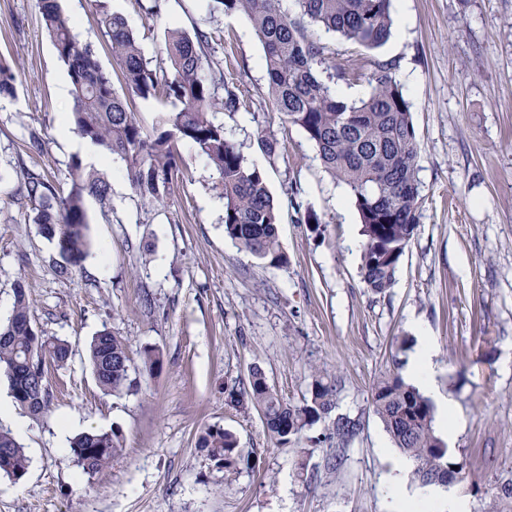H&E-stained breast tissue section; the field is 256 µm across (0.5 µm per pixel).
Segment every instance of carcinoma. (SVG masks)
I'll use <instances>...</instances> for the list:
<instances>
[{
    "label": "carcinoma",
    "instance_id": "cac0c4a2",
    "mask_svg": "<svg viewBox=\"0 0 512 512\" xmlns=\"http://www.w3.org/2000/svg\"><path fill=\"white\" fill-rule=\"evenodd\" d=\"M103 33L111 43L126 95L113 87L111 75L92 48L80 42L59 0H38V8L58 58L72 85L70 128L81 138L120 161L133 192L151 205L164 202L174 180L183 173L178 145L188 143L217 171L224 200V233L241 249L270 267L287 263L278 240V208L270 196L265 173L248 163L241 146L226 137L215 111L249 107L240 86L230 81L224 61L212 57L216 36L199 28L190 34L171 29L165 44L168 69L149 65L127 21L114 14L107 0H96ZM294 14L282 0H219L226 12L246 15L264 48L268 98L280 119L302 129L315 145L324 168L347 186L363 225L366 244L361 273L366 287L386 292L409 242L419 226L420 186L416 162L420 151L412 105L386 64L368 77L369 93L347 101L332 88L338 80L359 78L353 70L329 69L325 46L312 40L308 28L328 33L366 49L389 40L392 0H293ZM15 74L0 60V97L15 90ZM166 99L178 108L159 113L148 134L131 111L128 99ZM258 146L268 158L277 140L260 130ZM70 186L58 195L41 174L26 173V197L37 204L34 222L55 242L66 275L81 266L89 253L84 199L107 198L110 185L103 173L75 158L69 164ZM69 344L38 331L32 323L23 285L15 288L13 310L0 325V377L15 401L33 416L49 408V393L39 369L48 360L65 364ZM89 365L104 392L131 395L138 389L136 368L126 341L108 330L88 348ZM226 401L255 409L267 435L281 448L291 447L318 422L336 410L337 380L327 370L311 376L309 396L300 404L284 401L264 371L251 367L245 383L225 389ZM372 406L395 447L414 462L413 476L423 486H448L468 477L466 462L435 433L434 408L418 389L397 373L381 376L372 389ZM358 423L338 415L328 439L348 443ZM197 446L216 466L235 474L249 465L250 453L236 436L221 427H207ZM122 452L118 431H85L71 441L72 462L93 475ZM29 459L14 435L0 429V475L18 482Z\"/></svg>",
    "mask_w": 512,
    "mask_h": 512
}]
</instances>
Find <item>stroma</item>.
Instances as JSON below:
<instances>
[{
	"label": "stroma",
	"mask_w": 512,
	"mask_h": 512,
	"mask_svg": "<svg viewBox=\"0 0 512 512\" xmlns=\"http://www.w3.org/2000/svg\"><path fill=\"white\" fill-rule=\"evenodd\" d=\"M60 4L122 89L92 0ZM109 6L156 68L168 65L169 28L221 32L217 51L253 104L216 119L266 173L288 264L264 266L225 235L218 174L184 143L187 175L161 206L141 202L120 162L97 163L111 191L104 201L86 198L89 255L59 276L24 175L68 189L79 155L62 133L70 79L37 0H0V58L17 73L13 96L0 99V323L21 283L35 327L71 346L65 365L45 367L48 412L14 411L30 463L21 481L0 475V512H390L400 452L371 392L382 374L405 372L416 323L434 339L437 385L456 408L457 428L443 440L471 472L453 489L467 512H493L497 486L512 479V0H405L404 31L376 50L310 30L331 64L362 69L345 89L364 97L366 73L383 62L412 105L419 228L381 295L362 279L365 238L347 187L268 102L264 51L248 17L217 0ZM264 126L278 140L272 160L257 144ZM34 135L42 150L31 148ZM310 211L319 230L305 222ZM104 330L126 340L133 361L143 349L159 351L161 370L140 374L136 394L98 387L87 350ZM253 365L294 404L307 397L315 370L338 376L336 412L360 423L342 466L327 437L331 421L309 429L298 449L279 448L255 410L225 402V388L245 381ZM212 426L232 431L255 469L228 475L214 466L196 446ZM89 429L120 430L124 448L93 475L69 458L72 437Z\"/></svg>",
	"instance_id": "stroma-1"
}]
</instances>
